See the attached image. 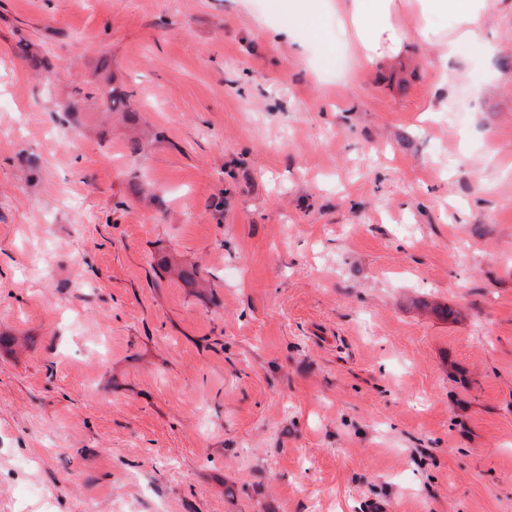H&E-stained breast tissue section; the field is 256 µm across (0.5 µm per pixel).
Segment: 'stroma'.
<instances>
[{"label":"stroma","instance_id":"obj_1","mask_svg":"<svg viewBox=\"0 0 512 512\" xmlns=\"http://www.w3.org/2000/svg\"><path fill=\"white\" fill-rule=\"evenodd\" d=\"M288 3L0 0V512H512V0L430 118Z\"/></svg>","mask_w":512,"mask_h":512}]
</instances>
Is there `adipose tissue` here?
Masks as SVG:
<instances>
[{"label": "adipose tissue", "instance_id": "adipose-tissue-1", "mask_svg": "<svg viewBox=\"0 0 512 512\" xmlns=\"http://www.w3.org/2000/svg\"><path fill=\"white\" fill-rule=\"evenodd\" d=\"M329 8L351 37L362 63L370 67L393 64L413 42L435 48L443 67L464 48L486 55L495 51L485 31L488 0H304L294 10L299 28L282 30V37L295 42L300 30L319 33L320 19ZM406 10L418 19L414 27L397 21Z\"/></svg>", "mask_w": 512, "mask_h": 512}]
</instances>
